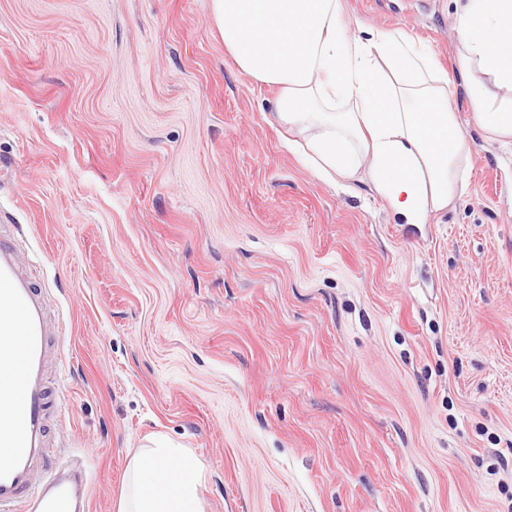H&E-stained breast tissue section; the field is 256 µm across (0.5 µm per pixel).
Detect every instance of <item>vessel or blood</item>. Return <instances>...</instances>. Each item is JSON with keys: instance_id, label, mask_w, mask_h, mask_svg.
<instances>
[{"instance_id": "1", "label": "vessel or blood", "mask_w": 512, "mask_h": 512, "mask_svg": "<svg viewBox=\"0 0 512 512\" xmlns=\"http://www.w3.org/2000/svg\"><path fill=\"white\" fill-rule=\"evenodd\" d=\"M57 328L44 288L19 248L0 239V338L16 340V368L0 376V512H87L88 489L48 470V363ZM48 470L37 480L40 470Z\"/></svg>"}]
</instances>
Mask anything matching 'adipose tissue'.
I'll list each match as a JSON object with an SVG mask.
<instances>
[{
    "label": "adipose tissue",
    "instance_id": "obj_1",
    "mask_svg": "<svg viewBox=\"0 0 512 512\" xmlns=\"http://www.w3.org/2000/svg\"><path fill=\"white\" fill-rule=\"evenodd\" d=\"M211 21L242 71L282 88L272 118L300 135L320 178L364 174L417 226L465 194L473 145L427 46L400 30L352 34L342 0H211ZM456 30L476 123L512 147V0H466ZM202 481L185 449L154 442L133 457L115 512H203Z\"/></svg>",
    "mask_w": 512,
    "mask_h": 512
}]
</instances>
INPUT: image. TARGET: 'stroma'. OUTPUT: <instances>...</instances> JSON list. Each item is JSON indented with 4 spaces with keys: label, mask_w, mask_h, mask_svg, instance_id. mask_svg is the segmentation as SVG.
<instances>
[{
    "label": "stroma",
    "mask_w": 512,
    "mask_h": 512,
    "mask_svg": "<svg viewBox=\"0 0 512 512\" xmlns=\"http://www.w3.org/2000/svg\"><path fill=\"white\" fill-rule=\"evenodd\" d=\"M465 0H345L454 81L467 193L417 229L271 124L210 0H0V227L65 326L50 465L114 512L153 439L204 512H512V151L461 86Z\"/></svg>",
    "instance_id": "1"
}]
</instances>
